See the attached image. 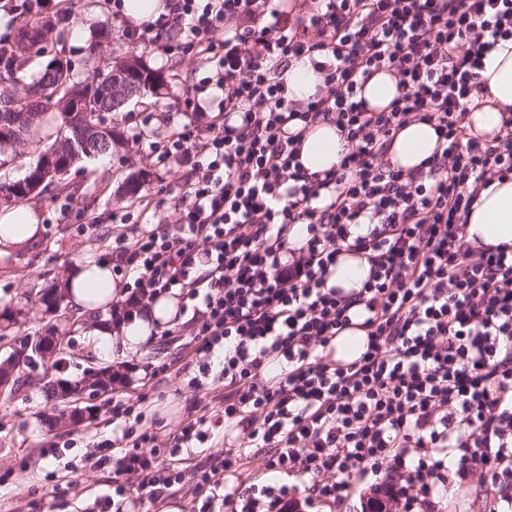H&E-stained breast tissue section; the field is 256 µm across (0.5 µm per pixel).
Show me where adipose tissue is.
I'll use <instances>...</instances> for the list:
<instances>
[{"label": "adipose tissue", "instance_id": "1", "mask_svg": "<svg viewBox=\"0 0 512 512\" xmlns=\"http://www.w3.org/2000/svg\"><path fill=\"white\" fill-rule=\"evenodd\" d=\"M480 80L486 86L484 103L468 116L474 134L493 133L502 124L504 110L512 109V41L499 43L484 59ZM438 147L433 126L413 122L402 128L388 151L392 166L406 171L431 158ZM343 142L335 126L322 122L307 131L300 161L311 173H323L340 160ZM39 231V215L35 209L21 204L0 211V253H8ZM467 238H476L487 245H512V179L492 183L481 191L467 219ZM68 299L84 311L103 310L119 297L108 260L87 259L79 262L65 280ZM172 298H160L151 309V319L136 318L119 332L99 325L88 332L92 347L103 358L132 355L149 336L152 319L169 316Z\"/></svg>", "mask_w": 512, "mask_h": 512}]
</instances>
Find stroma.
Instances as JSON below:
<instances>
[{
    "label": "stroma",
    "mask_w": 512,
    "mask_h": 512,
    "mask_svg": "<svg viewBox=\"0 0 512 512\" xmlns=\"http://www.w3.org/2000/svg\"><path fill=\"white\" fill-rule=\"evenodd\" d=\"M112 0H52L42 10L55 30H81L80 41L66 40L62 53L74 76L92 81L104 58H142L165 78L155 98L133 101L112 116L115 138L111 154L77 163L67 181L73 197L42 194L30 204L41 216L37 240L8 261H0V312L12 318L9 335L24 337L47 331L36 297L53 281H64L69 268L88 258H116V232L122 224L113 215L131 214L135 225L171 224L178 217L175 203L187 168L174 161H159L152 145L189 121L178 111L185 97L197 98L203 111L216 113L222 93L196 91L206 72L201 58L170 56L155 46H136L124 39L126 18H113ZM110 23L112 39L96 54L88 44L101 24ZM142 177V193H158L162 204L140 213L122 191L126 179ZM189 351L180 341L152 336L129 361L136 367L132 382L118 390L121 398L147 396L148 414L158 444L170 445L186 405L205 397L207 389L191 382L190 373L175 374L187 362ZM111 397H104L94 418L77 424H57L55 403L37 386L21 396L0 400V512H83L93 497L112 483L111 468L98 467L93 445L112 435Z\"/></svg>",
    "instance_id": "obj_1"
}]
</instances>
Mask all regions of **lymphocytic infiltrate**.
I'll return each mask as SVG.
<instances>
[{
    "mask_svg": "<svg viewBox=\"0 0 512 512\" xmlns=\"http://www.w3.org/2000/svg\"><path fill=\"white\" fill-rule=\"evenodd\" d=\"M173 10L183 38L159 42L149 25L122 34L202 58L224 97L210 117L182 103L192 118L161 153L190 171L179 217L118 236L114 270L135 278L112 326L172 295L199 373L220 357L224 393L190 404L167 448L141 402L116 400L112 436L97 444L116 458L112 490L87 512H157L189 479L211 491L199 512H338L381 473L402 512H441L475 473L490 512L512 508V246L464 236L479 192L512 176V113L489 140L466 122L484 57L512 40V0H174ZM305 57L323 84L299 101L284 74ZM378 72L397 95L375 111L360 92ZM413 121L433 126L438 147L427 169L406 172L386 155ZM321 122L344 150L310 174L301 144ZM297 224L307 236L296 247ZM347 252L366 257L367 279L327 287ZM354 328L359 356L338 358L337 337ZM205 442L213 451L199 463L184 457ZM258 455L268 471L306 477L303 489L243 486Z\"/></svg>",
    "mask_w": 512,
    "mask_h": 512,
    "instance_id": "1",
    "label": "lymphocytic infiltrate"
}]
</instances>
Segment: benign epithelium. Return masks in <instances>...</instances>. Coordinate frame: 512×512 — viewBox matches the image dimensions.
Masks as SVG:
<instances>
[{"mask_svg":"<svg viewBox=\"0 0 512 512\" xmlns=\"http://www.w3.org/2000/svg\"><path fill=\"white\" fill-rule=\"evenodd\" d=\"M143 67L142 61L132 60L110 71L99 81V97L112 101L117 109L131 101L139 91L127 75L138 72ZM87 94L88 89L84 86L73 85L67 95L59 101L58 108L70 115L76 111V101ZM38 120V113L26 109L12 118L0 119V142L10 145L25 143L27 131ZM111 144L112 133L105 124L91 129H81L70 137H60L52 148L41 154L38 170L21 186V194L27 198L35 195L47 178L65 176L78 160L96 155ZM70 349L69 336L53 327L49 328V336L43 340L29 337L11 344L8 359L0 363V393L16 395L19 392V382L16 381L17 369L32 362L48 370L42 381L49 380L58 389L56 400L63 404V409L60 410L61 421L71 423L82 420L92 413V405L98 399L112 392V387L104 382V377L112 374V366L91 364L84 379L74 385L54 374L52 370L56 359Z\"/></svg>","mask_w":512,"mask_h":512,"instance_id":"obj_1","label":"benign epithelium"}]
</instances>
